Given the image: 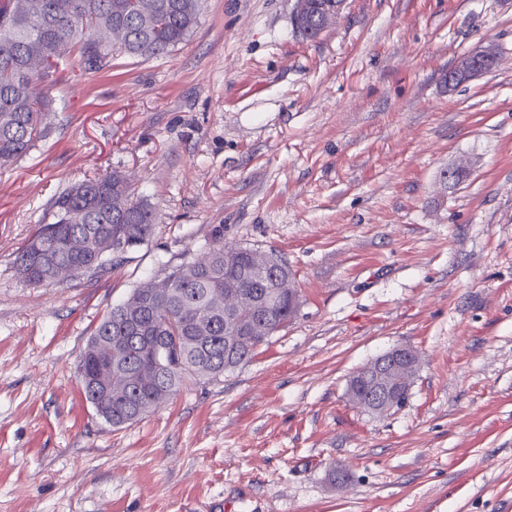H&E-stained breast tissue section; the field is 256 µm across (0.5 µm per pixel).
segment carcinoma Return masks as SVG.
<instances>
[{
  "label": "carcinoma",
  "mask_w": 512,
  "mask_h": 512,
  "mask_svg": "<svg viewBox=\"0 0 512 512\" xmlns=\"http://www.w3.org/2000/svg\"><path fill=\"white\" fill-rule=\"evenodd\" d=\"M204 0H0V168L26 156L45 135L40 116L56 82L78 57L86 71L112 67L118 57L157 58L184 43L197 26ZM51 63L32 70L40 59ZM56 221L44 224L13 261L17 276L42 285L61 269L110 268L150 240L157 217L133 200L127 179L112 172L86 180L57 201ZM89 241L83 253L56 252L61 240ZM288 285V261L273 251L220 242L201 258L175 267L162 280L140 283L102 316L79 366L112 355V395L103 420L121 427L165 404L188 379L217 381L247 362L258 346L290 321L288 290L265 304L272 274ZM246 302L237 316L246 335L224 328V301Z\"/></svg>",
  "instance_id": "obj_1"
}]
</instances>
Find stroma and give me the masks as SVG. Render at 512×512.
Returning a JSON list of instances; mask_svg holds the SVG:
<instances>
[{
    "label": "stroma",
    "mask_w": 512,
    "mask_h": 512,
    "mask_svg": "<svg viewBox=\"0 0 512 512\" xmlns=\"http://www.w3.org/2000/svg\"><path fill=\"white\" fill-rule=\"evenodd\" d=\"M294 5L205 0L164 56L72 62L0 168V512H512V0H345L314 40ZM488 42L497 67L449 89ZM112 171L154 236L20 281L57 199ZM218 241L284 256L296 315L113 428L77 380L92 328ZM398 345L421 359L407 402L358 409L349 377Z\"/></svg>",
    "instance_id": "stroma-1"
}]
</instances>
